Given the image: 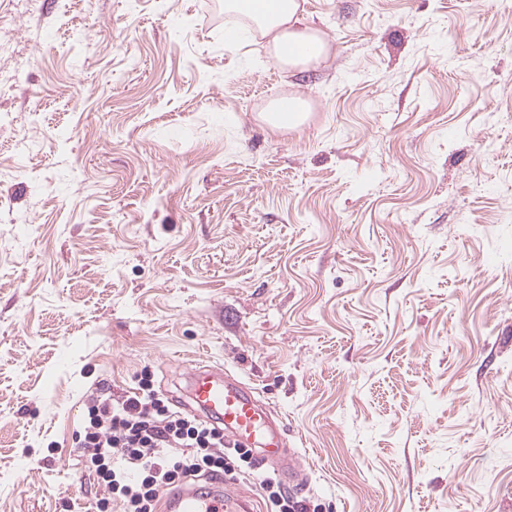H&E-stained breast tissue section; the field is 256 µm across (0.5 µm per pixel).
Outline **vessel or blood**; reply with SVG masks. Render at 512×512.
Instances as JSON below:
<instances>
[{
	"instance_id": "1",
	"label": "vessel or blood",
	"mask_w": 512,
	"mask_h": 512,
	"mask_svg": "<svg viewBox=\"0 0 512 512\" xmlns=\"http://www.w3.org/2000/svg\"><path fill=\"white\" fill-rule=\"evenodd\" d=\"M189 400L224 436L237 446L251 449L258 465L281 474L292 486L302 482L299 454L288 444L282 422L253 394L250 387L224 372L222 367L198 365L190 372ZM168 507L175 512H249L245 499L231 489L212 501L187 489L169 494Z\"/></svg>"
}]
</instances>
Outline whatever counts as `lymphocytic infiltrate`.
Listing matches in <instances>:
<instances>
[{"label": "lymphocytic infiltrate", "mask_w": 512, "mask_h": 512, "mask_svg": "<svg viewBox=\"0 0 512 512\" xmlns=\"http://www.w3.org/2000/svg\"><path fill=\"white\" fill-rule=\"evenodd\" d=\"M87 412L78 440L104 489L94 512H159L163 490L257 467L251 449L225 441L223 427L174 410L147 372L131 395L93 400Z\"/></svg>", "instance_id": "1"}]
</instances>
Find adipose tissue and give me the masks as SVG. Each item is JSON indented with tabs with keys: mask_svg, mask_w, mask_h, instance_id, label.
Masks as SVG:
<instances>
[{
	"mask_svg": "<svg viewBox=\"0 0 512 512\" xmlns=\"http://www.w3.org/2000/svg\"><path fill=\"white\" fill-rule=\"evenodd\" d=\"M225 13L239 18L237 37L260 36L271 55L289 70L319 65L329 54V44L303 22L300 0H224ZM308 105L296 95L274 99L264 115L275 130H292L307 119Z\"/></svg>",
	"mask_w": 512,
	"mask_h": 512,
	"instance_id": "1",
	"label": "adipose tissue"
}]
</instances>
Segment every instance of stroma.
I'll list each match as a JSON object with an SVG mask.
<instances>
[{
	"instance_id": "stroma-1",
	"label": "stroma",
	"mask_w": 512,
	"mask_h": 512,
	"mask_svg": "<svg viewBox=\"0 0 512 512\" xmlns=\"http://www.w3.org/2000/svg\"><path fill=\"white\" fill-rule=\"evenodd\" d=\"M303 16L288 72L224 0H0V512H89L87 401L200 362L320 512H512V0ZM288 105V111L284 110ZM308 105L300 96L282 95L274 99L267 107L264 120L275 130H292L300 127L307 119Z\"/></svg>"
}]
</instances>
